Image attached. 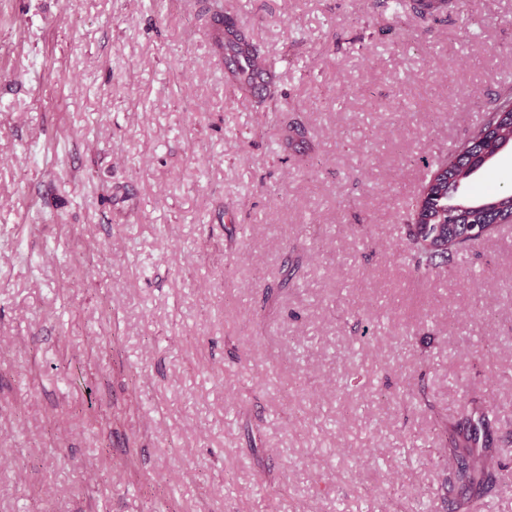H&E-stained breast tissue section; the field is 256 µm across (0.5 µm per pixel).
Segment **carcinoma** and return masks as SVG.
<instances>
[{"label": "carcinoma", "instance_id": "1", "mask_svg": "<svg viewBox=\"0 0 512 512\" xmlns=\"http://www.w3.org/2000/svg\"><path fill=\"white\" fill-rule=\"evenodd\" d=\"M213 9L212 45L224 58V82L251 92L254 71L268 68L260 48L247 39L223 0H211ZM445 0H424L413 5L401 0L397 7L424 18V11L442 10ZM512 149V90L498 94L483 124L470 130L455 150L435 161L422 182L417 196L408 205L405 234L410 258L416 270L428 274L452 261L476 239L490 235L496 225L488 220L497 215L500 222L512 219V193L491 187L477 189L473 177L482 170L487 155ZM444 453L448 468L461 487L455 508H475L496 481L494 460L489 450L478 446V428L466 435L458 427L444 428Z\"/></svg>", "mask_w": 512, "mask_h": 512}]
</instances>
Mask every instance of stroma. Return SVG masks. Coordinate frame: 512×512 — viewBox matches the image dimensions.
<instances>
[{
	"label": "stroma",
	"instance_id": "obj_1",
	"mask_svg": "<svg viewBox=\"0 0 512 512\" xmlns=\"http://www.w3.org/2000/svg\"><path fill=\"white\" fill-rule=\"evenodd\" d=\"M229 3L261 106L197 0H0V512H451L466 407L512 512V224L429 275L403 234L512 0ZM214 24L212 45L224 58V82L250 93L256 67L267 70L268 61L260 48L247 39L233 14L221 0H211Z\"/></svg>",
	"mask_w": 512,
	"mask_h": 512
}]
</instances>
